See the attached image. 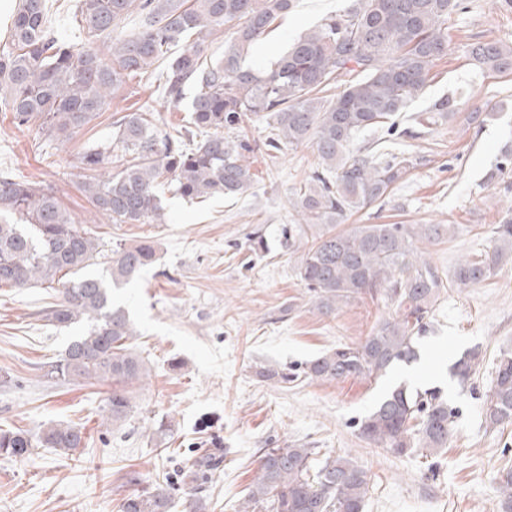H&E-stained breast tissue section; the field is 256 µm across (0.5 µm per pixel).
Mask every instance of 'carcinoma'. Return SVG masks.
<instances>
[{
	"label": "carcinoma",
	"instance_id": "carcinoma-1",
	"mask_svg": "<svg viewBox=\"0 0 512 512\" xmlns=\"http://www.w3.org/2000/svg\"><path fill=\"white\" fill-rule=\"evenodd\" d=\"M49 0H19L9 40L0 47V112L17 128L38 126L48 139L67 138L109 110L125 79L156 75L158 91L173 106L188 85L196 87L188 126L172 131L147 112H126L112 121V136L80 157V187L96 212L114 224L160 223V191L189 200L235 197L254 185L249 143L233 141L251 115L276 130L267 147L306 142L320 168L295 198L301 216L288 249L298 256V276L315 309L329 315L361 295L396 304V314L354 345L305 363L309 381L362 378L376 381L396 364L416 358L440 293L442 274L420 245L433 244L448 224H354L336 230L353 213L390 197L414 168L404 155L380 159L374 145L355 146L368 129L394 131L407 104L427 85L434 62L448 52V20L459 0H354L295 39L264 68L246 65L254 44L266 38L292 0H77L81 44L55 35ZM140 26L126 34L121 23L133 11ZM230 36L221 58L207 61L210 39ZM471 64L493 74L512 72V46L477 42ZM342 91L328 97L333 82ZM457 115L456 100H437L428 126ZM201 136L196 141L194 137ZM490 250L456 264L452 284L479 285L512 263V208L492 228ZM105 260L106 276L88 268ZM157 261L151 242L118 243L102 249L96 232L81 225L54 191L0 172V285L40 284L58 294L41 311L47 325L77 327L65 350L49 362L47 376L63 381L112 382L102 424L123 425L132 411L130 386L149 376L136 353L137 336L126 308L112 289L131 282ZM472 349L453 365L461 383L483 362ZM483 416L490 427L512 423V352L497 358L485 393ZM453 408L439 389H391L359 424L360 436L398 455L436 454L447 447ZM81 428L52 422L37 432L0 428V456L25 459L35 447L71 455L85 447ZM313 448H266L241 512H363L369 482L348 455L316 462ZM167 488L127 496L121 512H170Z\"/></svg>",
	"mask_w": 512,
	"mask_h": 512
}]
</instances>
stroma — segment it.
<instances>
[{"label":"stroma","mask_w":512,"mask_h":512,"mask_svg":"<svg viewBox=\"0 0 512 512\" xmlns=\"http://www.w3.org/2000/svg\"><path fill=\"white\" fill-rule=\"evenodd\" d=\"M352 2L293 0L248 64L268 65L293 38ZM448 27V53L410 109L426 112L449 96L457 116L427 128L403 119L393 134H361L360 143L385 140L389 150L417 163L387 202L350 218L454 225V233L424 248L425 259L447 274L462 257L488 249L493 225L512 206V165L497 182L484 181L512 140V73L482 74L467 57L469 44L479 41L512 46V9L500 0H462ZM476 106L483 107L482 118L469 121ZM111 108L147 110L175 129L188 118L186 105L165 103L147 78L127 80ZM111 133L105 114L71 139L49 141L0 113V170L53 187L105 243L147 240L158 248L156 265L115 293L137 326L133 347L152 368L132 389L130 421L115 429L101 424L110 382L83 385L45 374L70 338L39 316L53 302L52 290L0 286V379H9L0 382V427L34 430L61 422L83 427L87 438L82 452L69 457L50 448L33 449L22 461L0 456V512H120L134 490L158 484L170 490L171 512H189L197 495L208 512H237L262 449L287 446L316 449L322 458L350 454L369 481L364 512H502L498 482L512 469V425L487 427L482 405L497 356L512 350V264L478 286L445 291L411 365L376 382H312L300 375L307 361L363 340L396 312L392 302L363 295L334 315H320L295 257L282 247V228L298 220L294 194L319 166L312 145L266 149L271 130L252 118L232 132L255 147L250 191L203 202L168 192L163 223L115 224L78 188L79 156ZM259 236L266 250H252L250 241ZM473 348L485 360L468 383H459L453 365ZM271 366L288 368L295 380H265L261 371ZM409 368L415 388H440L455 411L447 449L431 457L397 456L359 435L360 420ZM162 421L172 431L161 444L146 430ZM211 448L220 451L216 465L184 482L183 471ZM129 472L138 475L137 485L125 483Z\"/></svg>","instance_id":"stroma-1"}]
</instances>
